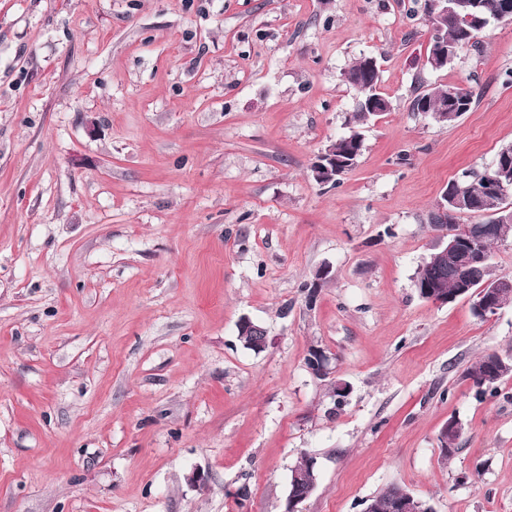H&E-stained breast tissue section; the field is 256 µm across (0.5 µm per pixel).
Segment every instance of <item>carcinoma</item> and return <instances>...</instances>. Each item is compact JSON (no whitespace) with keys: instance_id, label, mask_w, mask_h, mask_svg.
I'll return each mask as SVG.
<instances>
[{"instance_id":"carcinoma-1","label":"carcinoma","mask_w":512,"mask_h":512,"mask_svg":"<svg viewBox=\"0 0 512 512\" xmlns=\"http://www.w3.org/2000/svg\"><path fill=\"white\" fill-rule=\"evenodd\" d=\"M505 0H460L459 9L461 15L472 14L483 21L487 26L492 21L499 20L504 9ZM424 15L430 17L431 27L436 31L435 37L448 42V47L462 51L467 47H473L478 44V37L482 28L469 24L465 19L448 20L440 18L436 14L435 5L432 0H424ZM347 81L352 85L365 83V86L374 89L372 93L375 101L373 111L385 114L390 108V102L380 91L381 72H366V57H361L353 62L344 72ZM453 87L448 85H439L427 89L417 94L412 103V109L422 106L425 112L440 113V122L444 125H450L456 122L465 111H470L475 103L474 95L467 91L465 95L468 98L465 110L461 111L449 103V95ZM371 123L367 110L356 105L354 112L347 120V132L336 140V156L341 157L352 151L355 155H361L363 148L362 130ZM457 183L463 189V194L470 201V208L458 209L451 207L445 211L440 209L433 210L429 215V223L434 228H447L458 236L466 234L468 225L459 223L463 215L473 216L475 214L484 215L486 219L482 224L490 227L488 232L480 241V247L484 254L492 255L491 248L508 231H512V221L503 222L499 217L503 215L504 209L509 207L508 199L512 196V182L504 186L493 189L486 182V178L481 172H467ZM429 282L432 287L441 291L454 293L457 288V272L449 265L445 264L438 252L434 251L427 255L416 272L414 286H421L424 282ZM496 357L494 353H488L479 358L468 369L466 376L472 380L473 386L481 395L486 393L494 394L497 392V383L512 374V360L508 358H498L499 365H492V359ZM400 490L396 485L389 486L370 499L368 508L371 512H388L390 498Z\"/></svg>"}]
</instances>
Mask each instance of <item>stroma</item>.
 Here are the masks:
<instances>
[{
	"mask_svg": "<svg viewBox=\"0 0 512 512\" xmlns=\"http://www.w3.org/2000/svg\"><path fill=\"white\" fill-rule=\"evenodd\" d=\"M428 36L414 0H0V512H283L306 454L301 512H512V377L466 376L512 305L413 286L442 190L512 144V21L439 70ZM363 56L391 108L323 187ZM437 85L475 94L455 124L411 109ZM256 325L249 318L242 319L240 324H239V327H238V336L240 337L241 342L244 343V345L246 346L247 349H249V350H251V351H253L255 353H258L257 351L262 352V351L266 350V348L268 347V344H269V340H268V336L267 335L264 336L262 331H258V330H260L259 327H261V328H264V327L259 325V324H256ZM250 330H257V331L256 332H252L250 334L251 336H248V332ZM260 339H262V340H260ZM256 342H257V344L255 346ZM254 346L256 347L257 351L255 350ZM306 358V366L314 377L321 378L332 374V358L323 348L313 347Z\"/></svg>",
	"mask_w": 512,
	"mask_h": 512,
	"instance_id": "1",
	"label": "stroma"
}]
</instances>
